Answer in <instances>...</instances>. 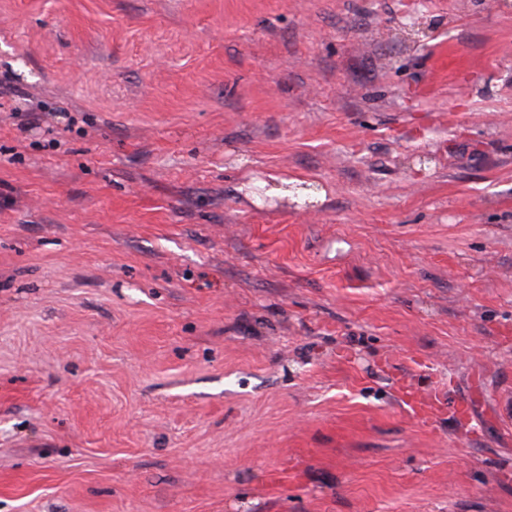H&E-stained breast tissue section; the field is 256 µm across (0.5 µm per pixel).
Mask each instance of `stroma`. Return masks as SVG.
I'll use <instances>...</instances> for the list:
<instances>
[{
	"label": "stroma",
	"mask_w": 512,
	"mask_h": 512,
	"mask_svg": "<svg viewBox=\"0 0 512 512\" xmlns=\"http://www.w3.org/2000/svg\"><path fill=\"white\" fill-rule=\"evenodd\" d=\"M509 399L512 0H0V512H512Z\"/></svg>",
	"instance_id": "1"
}]
</instances>
